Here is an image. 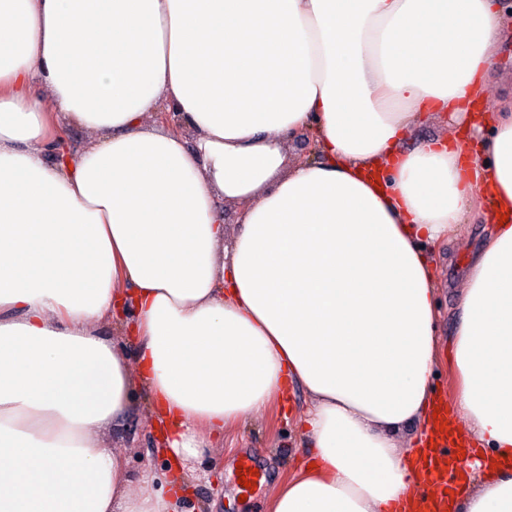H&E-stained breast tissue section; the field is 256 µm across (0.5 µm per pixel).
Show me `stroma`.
<instances>
[{
    "label": "stroma",
    "instance_id": "stroma-1",
    "mask_svg": "<svg viewBox=\"0 0 512 512\" xmlns=\"http://www.w3.org/2000/svg\"><path fill=\"white\" fill-rule=\"evenodd\" d=\"M483 235L482 225H466L449 257L437 260L435 265L440 363L433 384L440 402L446 406L451 405L457 384L450 352V339L457 322L454 306L463 286L464 267ZM309 405L306 391L294 385L280 405L225 429L223 440L216 443L207 462L186 464L191 485L183 502V512H199L200 504L211 501L217 504L215 512H266L268 499L280 478L292 473L311 453L310 442L300 423ZM150 412L147 390L134 387L131 410L124 423L100 433L107 447L122 450L130 474L135 478L146 470L160 476L169 470V454L152 452L153 445L165 439L167 428L154 424ZM244 456L251 457L264 474L253 493L245 497L240 494L236 473V464Z\"/></svg>",
    "mask_w": 512,
    "mask_h": 512
}]
</instances>
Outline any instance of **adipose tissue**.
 <instances>
[{
	"instance_id": "adipose-tissue-1",
	"label": "adipose tissue",
	"mask_w": 512,
	"mask_h": 512,
	"mask_svg": "<svg viewBox=\"0 0 512 512\" xmlns=\"http://www.w3.org/2000/svg\"><path fill=\"white\" fill-rule=\"evenodd\" d=\"M506 31L496 0H0V512H181L186 473L131 480L100 439L132 387L181 462L294 382L314 451L267 512H409L430 250L467 224L453 407L489 457L453 505L512 512ZM426 113L470 138L408 146ZM70 124L93 140L49 162ZM123 297L132 362L98 332ZM512 88V35L505 40L501 50V66L496 74V82L492 89V95H498L503 91H511Z\"/></svg>"
}]
</instances>
